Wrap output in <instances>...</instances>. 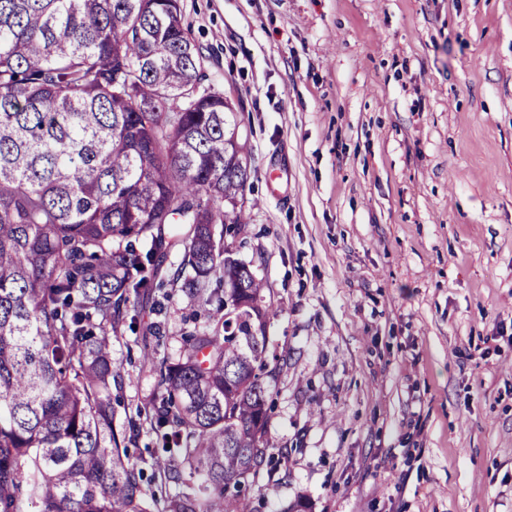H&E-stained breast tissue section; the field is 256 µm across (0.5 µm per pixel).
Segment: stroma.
<instances>
[{"label":"stroma","instance_id":"obj_1","mask_svg":"<svg viewBox=\"0 0 512 512\" xmlns=\"http://www.w3.org/2000/svg\"><path fill=\"white\" fill-rule=\"evenodd\" d=\"M280 311L260 512H512V0H180ZM124 333L125 403L157 390Z\"/></svg>","mask_w":512,"mask_h":512}]
</instances>
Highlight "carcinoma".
<instances>
[{"label":"carcinoma","mask_w":512,"mask_h":512,"mask_svg":"<svg viewBox=\"0 0 512 512\" xmlns=\"http://www.w3.org/2000/svg\"><path fill=\"white\" fill-rule=\"evenodd\" d=\"M202 61L179 0H0V512H259L278 310L217 231L256 169ZM179 281L204 322L118 423L112 336L165 344Z\"/></svg>","instance_id":"carcinoma-1"}]
</instances>
